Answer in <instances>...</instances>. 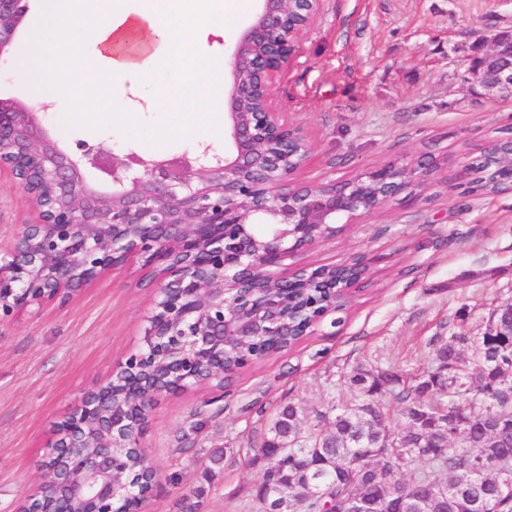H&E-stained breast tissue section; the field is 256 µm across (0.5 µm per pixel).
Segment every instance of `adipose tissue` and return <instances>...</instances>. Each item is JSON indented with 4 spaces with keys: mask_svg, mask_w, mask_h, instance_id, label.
<instances>
[{
    "mask_svg": "<svg viewBox=\"0 0 512 512\" xmlns=\"http://www.w3.org/2000/svg\"><path fill=\"white\" fill-rule=\"evenodd\" d=\"M186 11L184 0H145L138 6L127 0H39L34 36L25 66H37L47 79L45 100H55L61 79H75L92 100L109 102L121 111L122 101L112 89L132 76L157 82L159 102L180 101L201 113L219 111L224 100L222 59L200 54L183 59V41L200 25H223V0H196ZM82 28L94 51L86 55L74 46L73 31ZM186 78L170 81L173 71Z\"/></svg>",
    "mask_w": 512,
    "mask_h": 512,
    "instance_id": "ef3b65f1",
    "label": "adipose tissue"
}]
</instances>
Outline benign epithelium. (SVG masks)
Segmentation results:
<instances>
[{
	"label": "benign epithelium",
	"instance_id": "obj_1",
	"mask_svg": "<svg viewBox=\"0 0 512 512\" xmlns=\"http://www.w3.org/2000/svg\"><path fill=\"white\" fill-rule=\"evenodd\" d=\"M324 0H258L232 51L224 85V153L209 144L160 159L107 143H79L69 154L43 127L50 104L0 98V172L10 173L37 214L13 241L0 244V320L65 298L69 290L138 263L154 285L144 345L116 368L127 392L164 396L224 380V347L242 350L246 367L265 357L263 338L292 344L313 334L362 283L353 271L366 256L333 266L290 268L289 256L336 234V225L376 211L425 183L437 159L397 161L320 185L292 176L311 152L275 97L277 82L320 16ZM27 13L24 0H0V62L8 58ZM462 89L481 87L512 98V34L500 33L462 60ZM109 161L112 190L89 185L84 169ZM495 182L512 188V144L496 158ZM382 187L370 196L364 180ZM149 423L112 406V378L87 394L58 425L45 461L57 487L33 512H74L90 499L94 512H145L121 448L140 452ZM97 451L84 452L91 435ZM258 512H289L267 489Z\"/></svg>",
	"mask_w": 512,
	"mask_h": 512
}]
</instances>
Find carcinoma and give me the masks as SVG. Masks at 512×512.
Masks as SVG:
<instances>
[{
    "instance_id": "obj_1",
    "label": "carcinoma",
    "mask_w": 512,
    "mask_h": 512,
    "mask_svg": "<svg viewBox=\"0 0 512 512\" xmlns=\"http://www.w3.org/2000/svg\"><path fill=\"white\" fill-rule=\"evenodd\" d=\"M491 161L488 154L476 161L482 177L473 190L497 191ZM492 317L511 336H469L456 315L448 336L427 342L431 370L421 382L395 370L387 381L379 371L354 370L335 414H317L325 431L303 429L299 405L279 407L261 439L246 441L249 451L282 449L262 479L286 487L297 512H331L353 494L375 512H512V486L499 489L500 466H512V303L496 306ZM465 345L475 354L470 364L461 357ZM112 402L143 413L118 375ZM485 419L501 432L488 433ZM402 472L406 478L396 479ZM443 483L446 504L436 495Z\"/></svg>"
}]
</instances>
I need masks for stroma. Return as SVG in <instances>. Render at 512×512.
<instances>
[{"mask_svg": "<svg viewBox=\"0 0 512 512\" xmlns=\"http://www.w3.org/2000/svg\"><path fill=\"white\" fill-rule=\"evenodd\" d=\"M224 26L198 29L187 55L228 57L255 0H224ZM512 32V0H326L321 19L277 85V101L304 132L312 153L303 184L342 180L423 154L443 157L426 187L390 198L343 226L336 238L292 258L293 266L370 260L341 326L323 324L291 349L238 370L223 391L194 387L160 398L141 444L161 478L147 512H180L178 502L224 451L199 512H256L255 487L269 462L240 448L275 406L304 409V428L338 404L355 367L423 374L425 345L466 315L469 335L487 332L494 307L512 301V191L468 193L461 176L489 139L512 126V98L461 88L458 60L468 47ZM45 128L61 149L76 142L134 146L152 157L192 152L193 134L224 148V120L172 105L158 110L153 84L114 91L130 112L97 105L68 80ZM35 214L9 175L0 176V242ZM154 290L138 267L108 273L67 299L0 322V512L35 493L58 424L142 344ZM179 473L181 483L168 482Z\"/></svg>", "mask_w": 512, "mask_h": 512, "instance_id": "obj_1", "label": "stroma"}]
</instances>
